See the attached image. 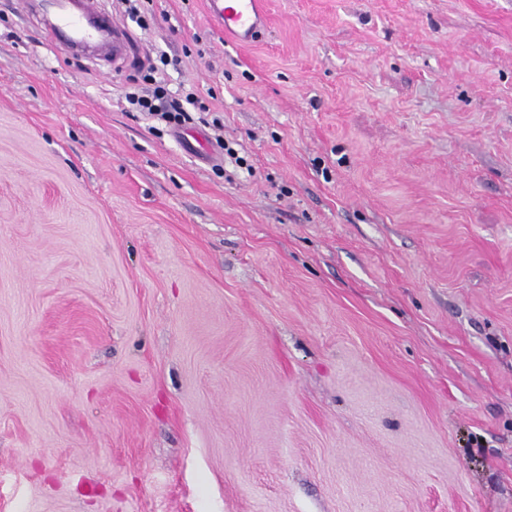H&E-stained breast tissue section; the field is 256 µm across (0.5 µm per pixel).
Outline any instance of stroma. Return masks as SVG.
Listing matches in <instances>:
<instances>
[{
	"instance_id": "35a3bbf8",
	"label": "stroma",
	"mask_w": 512,
	"mask_h": 512,
	"mask_svg": "<svg viewBox=\"0 0 512 512\" xmlns=\"http://www.w3.org/2000/svg\"><path fill=\"white\" fill-rule=\"evenodd\" d=\"M265 8L0 0V512H512V0ZM94 2V0L83 1L81 13L76 15L69 12L63 0L55 1L59 24L53 27V36L58 37L60 34H66L73 44L80 46L94 39L104 40L113 34V52L117 55L128 43L127 33L117 30L115 27L111 30L104 20L96 19ZM91 20H96L97 25L95 27L90 25ZM211 22L241 44L255 40L260 28L267 25L262 0H207ZM153 85L151 90L143 94L130 93L127 96L129 103L135 106L137 111L159 116L163 121L176 126L191 124L195 121L189 106L198 109L199 112L206 111L205 106L192 92L185 94L171 91L166 83L156 80Z\"/></svg>"
}]
</instances>
